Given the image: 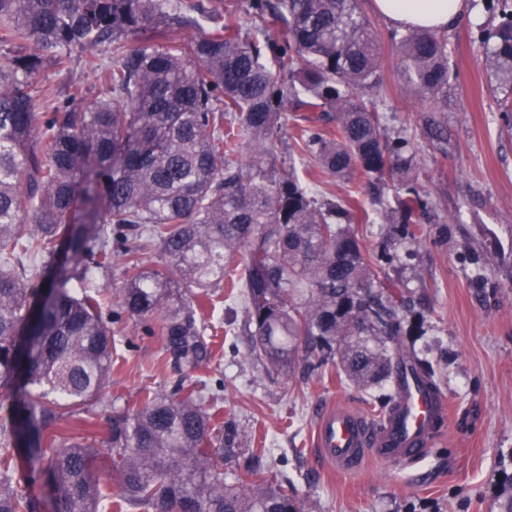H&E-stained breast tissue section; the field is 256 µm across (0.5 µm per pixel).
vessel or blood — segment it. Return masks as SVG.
<instances>
[{"label": "vessel or blood", "instance_id": "b4317fda", "mask_svg": "<svg viewBox=\"0 0 512 512\" xmlns=\"http://www.w3.org/2000/svg\"><path fill=\"white\" fill-rule=\"evenodd\" d=\"M443 412L442 399L427 398L412 387L404 390L396 410L379 421L343 404L321 409L314 431L317 459L328 469L352 475L370 459L389 466L425 458Z\"/></svg>", "mask_w": 512, "mask_h": 512}]
</instances>
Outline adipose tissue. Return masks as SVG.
<instances>
[{
  "instance_id": "ef3b65f1",
  "label": "adipose tissue",
  "mask_w": 512,
  "mask_h": 512,
  "mask_svg": "<svg viewBox=\"0 0 512 512\" xmlns=\"http://www.w3.org/2000/svg\"><path fill=\"white\" fill-rule=\"evenodd\" d=\"M375 10L395 26L443 30L463 15L464 0H372Z\"/></svg>"
}]
</instances>
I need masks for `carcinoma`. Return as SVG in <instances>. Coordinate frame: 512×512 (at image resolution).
<instances>
[{
  "label": "carcinoma",
  "instance_id": "carcinoma-1",
  "mask_svg": "<svg viewBox=\"0 0 512 512\" xmlns=\"http://www.w3.org/2000/svg\"><path fill=\"white\" fill-rule=\"evenodd\" d=\"M487 9L471 34L512 94V0ZM248 11L259 31L279 20L281 37L245 34L208 0L185 11L171 0H0V387L13 390L0 403V512H37L16 488L21 462L46 478L57 512H303L266 449L244 456L235 422L181 386L117 415L106 457L67 433L111 381L112 332L93 287L114 247L125 276L115 316L153 323L190 367L209 358L200 298L226 282L254 324L251 354L276 374L332 364L380 386L382 414L409 376L440 392L433 365L400 348L414 304L379 279L351 230L359 210L319 205L293 169L275 168L284 100L333 113L331 130H296V152L320 174L361 176L369 195L394 188V235L421 242L432 203L407 181L417 144L382 122L379 35L360 0H248ZM201 17L210 29L173 37ZM388 40L404 84L447 111L448 36L408 28ZM76 52L103 90L81 111L82 87L60 100L37 81L44 62L66 72ZM154 246L161 260L147 267Z\"/></svg>",
  "mask_w": 512,
  "mask_h": 512
}]
</instances>
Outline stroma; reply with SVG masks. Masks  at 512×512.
Here are the masks:
<instances>
[{
	"instance_id": "35a3bbf8",
	"label": "stroma",
	"mask_w": 512,
	"mask_h": 512,
	"mask_svg": "<svg viewBox=\"0 0 512 512\" xmlns=\"http://www.w3.org/2000/svg\"><path fill=\"white\" fill-rule=\"evenodd\" d=\"M473 17L448 31L454 79L448 109L436 113L443 137L428 135L426 103L397 77L396 53L384 46L386 87L380 109L390 136L419 142V187L430 196L440 241L399 243L393 234L394 190L381 200L364 195L360 180L324 177L318 201L353 199L369 217L353 230L364 250L394 254L378 263L380 277L398 281L417 300L402 348L424 349L434 364L452 414L429 456L391 467L368 463L349 476L329 475L314 461L315 415L327 404L377 414L375 392L341 379L336 366L292 378L268 372L250 354L247 315L227 290L209 291L200 329L211 351L208 363L189 368L166 354L159 337L135 317L112 321L123 286L124 259L116 255L95 283L112 322V378L101 400L85 415L81 435L107 454L113 416L148 391H194L205 409L237 418L246 448H265L294 485L305 512H500L512 485V129L498 101L501 93L486 68L482 49L469 35L471 20H486L481 0ZM42 85L59 95L83 87L95 100L99 83L75 56L69 73L45 68Z\"/></svg>"
}]
</instances>
